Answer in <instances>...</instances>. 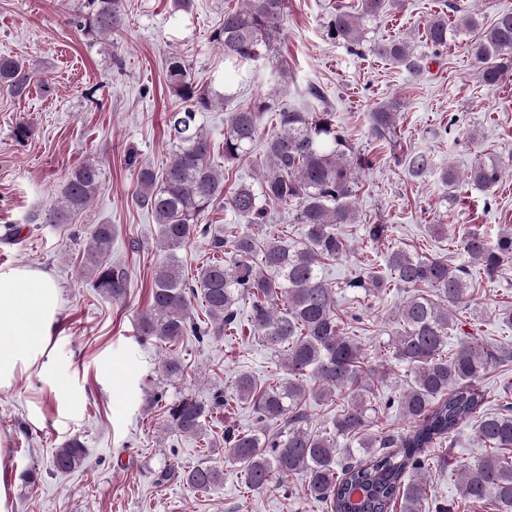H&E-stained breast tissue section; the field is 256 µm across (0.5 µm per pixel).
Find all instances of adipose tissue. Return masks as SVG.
Listing matches in <instances>:
<instances>
[{
	"label": "adipose tissue",
	"mask_w": 512,
	"mask_h": 512,
	"mask_svg": "<svg viewBox=\"0 0 512 512\" xmlns=\"http://www.w3.org/2000/svg\"><path fill=\"white\" fill-rule=\"evenodd\" d=\"M60 316L59 290L46 272L0 269V390L37 370L55 377L57 397L72 403L69 383L50 348Z\"/></svg>",
	"instance_id": "obj_1"
}]
</instances>
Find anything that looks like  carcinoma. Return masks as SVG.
I'll use <instances>...</instances> for the list:
<instances>
[{
    "label": "carcinoma",
    "mask_w": 512,
    "mask_h": 512,
    "mask_svg": "<svg viewBox=\"0 0 512 512\" xmlns=\"http://www.w3.org/2000/svg\"><path fill=\"white\" fill-rule=\"evenodd\" d=\"M395 0H358L354 11L339 8L328 23L329 35L348 46L360 45L363 22L377 20ZM286 0H242V6L224 10V19L212 40L224 54L238 83L251 82L257 64L283 38L281 25ZM123 0H85L74 23L91 40L119 35L124 26ZM463 28L478 32L472 46L474 66L486 85L512 78V11L500 13L487 27L468 16ZM448 15L431 16L425 39L437 50L448 45ZM371 52L413 75L425 69L426 56L415 53L400 39L373 43ZM166 78L180 108L166 120L171 157L160 173L140 166L132 195L159 225L166 257L157 265L150 305L139 323V334L156 344H174L185 336L198 341L230 336L238 330L237 304H251L249 324L267 349L281 358L288 378L267 387L248 373L235 378L231 390L216 391L209 399L182 396L167 404L166 427L179 435H198L208 417L232 402L252 405L258 427L224 428V457L240 465L244 483L252 493L268 489L277 480L296 477L304 497L325 506L328 512H453L451 503H432L426 473L447 460L431 450L443 447L470 421L477 423V437L487 453L457 473L460 496L488 504L494 512H512V384L497 394V408L486 409L489 395L480 381L512 350L493 346L472 336L448 348L457 314L469 308V273L448 261L423 258L402 248L387 252L385 279L365 265L344 282L343 289L363 297L387 291V281L407 296L395 315L397 329L387 344L391 359L405 365L411 380L379 402L364 398L359 364L362 349L342 331L337 312V290L324 270L346 250L337 225L353 220V199L359 191V172L371 160L357 153L329 112H300L285 102L258 98L231 112L224 127V162L242 159L258 136L264 115L272 112L279 131L266 139L268 167L258 187L241 183L224 192V175L211 162V143L197 125L196 114L213 103L229 102L197 83L184 61L169 57ZM31 74L19 61L0 59V88L17 96L26 91ZM396 112L390 105L371 113L369 133L374 139L394 134ZM410 176L421 178L430 170L429 156L405 154ZM505 173L497 161L480 162L467 175L473 186L488 190ZM102 170L88 162L72 169L63 183L54 208L41 215L43 224H68L86 209L101 186ZM276 203L295 209L294 221L304 225V241L288 242L271 236L256 238L202 223L210 209L226 206L261 222L265 206ZM115 229L110 224L87 228L90 239L81 265L91 275V286L103 298L119 302L126 296L127 271L110 259ZM208 239L212 259L187 277L175 252L195 237ZM469 262L492 281L512 261V233L495 243L477 232L462 242ZM260 262H254L256 253ZM435 290L431 299L418 289ZM201 297L208 320L194 318L192 299ZM312 396L328 401L345 389L354 391L350 403L320 431L306 427V386ZM398 405L412 426L403 431L372 432L378 413ZM276 429L269 435L267 430ZM350 451L336 453L340 444ZM86 457L84 444L67 441L56 450L53 467L60 473L77 468ZM194 491H207L224 480V471L205 461L180 474Z\"/></svg>",
    "instance_id": "cac0c4a2"
}]
</instances>
